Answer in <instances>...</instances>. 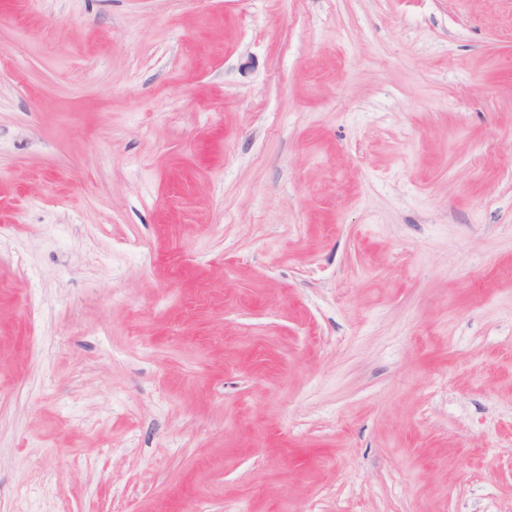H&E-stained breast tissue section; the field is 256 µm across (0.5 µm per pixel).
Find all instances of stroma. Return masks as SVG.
<instances>
[{
  "mask_svg": "<svg viewBox=\"0 0 512 512\" xmlns=\"http://www.w3.org/2000/svg\"><path fill=\"white\" fill-rule=\"evenodd\" d=\"M0 512H512V0H0Z\"/></svg>",
  "mask_w": 512,
  "mask_h": 512,
  "instance_id": "obj_1",
  "label": "stroma"
}]
</instances>
